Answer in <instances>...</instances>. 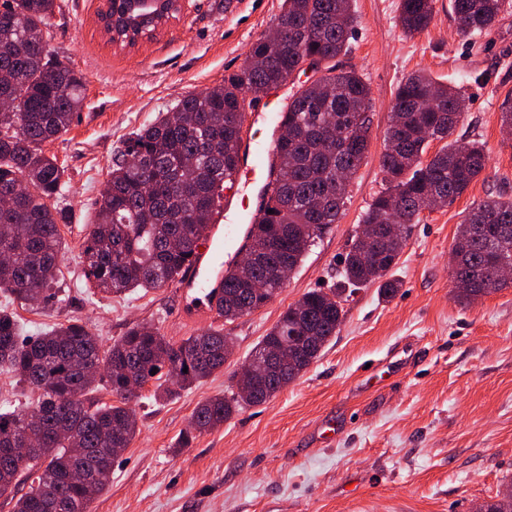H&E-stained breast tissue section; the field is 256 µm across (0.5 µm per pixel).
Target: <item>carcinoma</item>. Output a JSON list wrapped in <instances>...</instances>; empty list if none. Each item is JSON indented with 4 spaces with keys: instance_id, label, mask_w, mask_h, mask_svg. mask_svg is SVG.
<instances>
[{
    "instance_id": "cac0c4a2",
    "label": "carcinoma",
    "mask_w": 512,
    "mask_h": 512,
    "mask_svg": "<svg viewBox=\"0 0 512 512\" xmlns=\"http://www.w3.org/2000/svg\"><path fill=\"white\" fill-rule=\"evenodd\" d=\"M459 32L485 35L494 27L503 0H449ZM353 0H284L279 22L285 39L260 38L251 54L260 66H244L224 84L181 98L169 111L132 132L112 164L108 187L95 202L94 223L83 245L84 275L107 293L149 291L178 281L191 262L224 191L234 186L248 104V87L276 89L293 72H306L316 60L323 77L298 84L281 115L288 140L275 142L276 180L262 216L251 225L249 240L264 257L249 277L260 288H245L237 263L224 270L212 301L218 317L233 323L249 315L280 289L277 272L299 268L314 242L338 222L348 183L336 184L340 170L357 172L368 148L372 98L355 67L336 59L349 53L358 24ZM56 0H3L0 43L16 47L0 52V94L12 110L0 111V197L15 205L0 208V290L24 304L56 298L63 238L59 225L66 210L52 203L61 195L65 169L43 144L60 138L83 105V78L51 47ZM435 15V0H400L405 33L424 31ZM461 89L438 83L421 72L396 89L380 164L388 187L363 217L365 224H395L394 239L380 235L352 240L344 258L343 287L313 289L288 306L251 355L281 338L308 331L327 344L343 319L344 286L378 285L393 298L401 283L389 275L410 225L437 196L448 203L461 196L486 167L481 144L448 141L464 116ZM441 148L423 162L430 143ZM455 277L469 282L458 296L476 299L509 285L496 269L512 263V199L489 200L473 208L453 245ZM227 335L208 330L172 343L153 328L137 324L103 347L85 324L69 320L39 336L21 339L15 316L0 311V373L38 392L32 408L0 411V448L25 436L39 441L25 463L0 453V497L15 499L14 512H87L109 485L117 449L137 433L133 402L140 388L156 382L160 398L200 383L224 367ZM179 378L161 377L166 366ZM187 372H182V369ZM268 383L262 399L250 391L216 395L198 404L182 445L224 425L243 409L260 405L294 380ZM106 386L112 401L93 393ZM82 466L85 483L71 479ZM29 483L20 492V485ZM477 512H512V494L500 495Z\"/></svg>"
}]
</instances>
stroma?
Listing matches in <instances>:
<instances>
[{"instance_id": "obj_1", "label": "stroma", "mask_w": 512, "mask_h": 512, "mask_svg": "<svg viewBox=\"0 0 512 512\" xmlns=\"http://www.w3.org/2000/svg\"><path fill=\"white\" fill-rule=\"evenodd\" d=\"M52 47L84 81V106L61 138L45 144L64 166L57 203L67 211L58 300L21 305L0 292L25 335L81 320L102 345L145 324L173 343L225 329L233 354L203 384L167 399L154 384L134 409L138 431L112 464V481L89 512H474L512 483V286L471 304L457 298L451 249L480 202L512 198V138L501 106L512 101V0L490 34L459 36L448 0H436L423 32L406 35L399 0H355L354 65L373 98L371 136L344 212L311 247L272 301L225 324L182 312L176 284L109 295L87 288L82 245L113 159L129 135L178 100L223 84L278 22L284 0H187L154 38L109 42L104 0H57ZM423 71L461 87L465 115L452 137L481 142L485 170L454 202L425 210L392 269L402 286H376L344 302L340 330L318 359L265 403L179 442L197 405L227 393L231 376L289 305L342 284L347 245L387 187L380 167L398 85Z\"/></svg>"}]
</instances>
